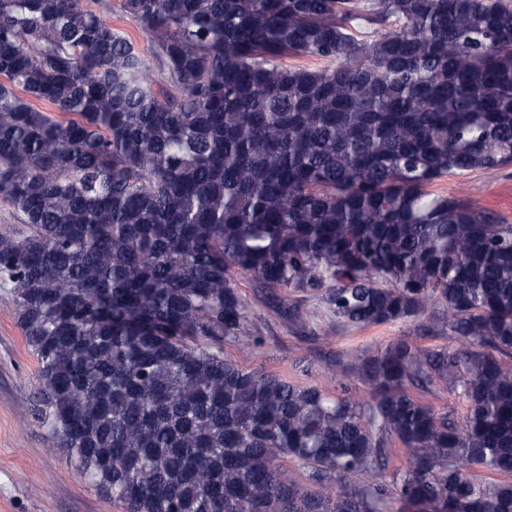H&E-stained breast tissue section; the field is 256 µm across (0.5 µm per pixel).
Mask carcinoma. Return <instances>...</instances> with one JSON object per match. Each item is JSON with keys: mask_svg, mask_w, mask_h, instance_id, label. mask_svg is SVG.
<instances>
[{"mask_svg": "<svg viewBox=\"0 0 512 512\" xmlns=\"http://www.w3.org/2000/svg\"><path fill=\"white\" fill-rule=\"evenodd\" d=\"M511 164L512 0H0L34 414L124 512H512V224L427 191ZM238 274L449 343L245 369Z\"/></svg>", "mask_w": 512, "mask_h": 512, "instance_id": "carcinoma-1", "label": "carcinoma"}]
</instances>
